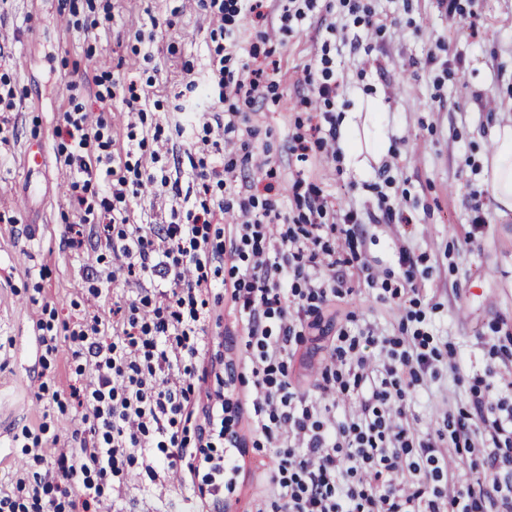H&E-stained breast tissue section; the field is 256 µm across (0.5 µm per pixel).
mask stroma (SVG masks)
<instances>
[{
    "instance_id": "35a3bbf8",
    "label": "stroma",
    "mask_w": 512,
    "mask_h": 512,
    "mask_svg": "<svg viewBox=\"0 0 512 512\" xmlns=\"http://www.w3.org/2000/svg\"><path fill=\"white\" fill-rule=\"evenodd\" d=\"M387 27L358 48L336 46V65L347 85L336 102L337 114L354 110L360 98L383 101L377 116L389 147L377 158L362 153L360 165L340 166L318 156L297 162L289 146L306 114L296 85L306 65L321 55L327 38L325 16L317 14L301 27L278 32L268 43L278 65L273 88L248 111L258 128L250 152L269 159L279 183L278 210L291 212L290 192L303 175L344 207L361 216L377 210L374 183L388 170L384 191L412 215L411 225L365 224L361 250L379 272L398 273V252L410 250L418 260L424 289L423 325L440 341L451 343L466 375L485 369L512 370V362L493 354L503 342L496 325L512 326V217H498L485 175L491 132L512 118V0H364ZM215 23L201 0H0V78L16 91L8 134L0 142V483L25 471L15 438L23 427L41 422L52 409L37 399L42 382V350L37 342L43 304L70 309L81 300L86 253L63 247L69 224L78 222L69 198L66 170L57 153L53 129L69 100L87 111L112 114L117 144H125L133 116L125 102L127 87L150 89L153 120L167 113L220 112L207 98L203 82L209 72ZM156 30L148 52H140L139 32ZM110 72V101L99 102L97 81ZM162 163L179 180L183 193L196 186L186 175L192 132L168 131ZM44 151L41 169L27 170L23 154L30 144ZM32 191L28 210L14 205ZM480 191L488 218L468 248L473 191ZM41 227L30 239V225ZM354 307L359 320L388 335L399 333L405 309L377 302L359 288ZM430 391L417 403L419 430L438 429L444 412L465 407L469 397L447 370L430 380ZM274 451L247 447L233 477L228 512H256L263 501L259 463H271ZM117 505L123 512H194L180 478L171 479L157 496L149 479L132 474Z\"/></svg>"
}]
</instances>
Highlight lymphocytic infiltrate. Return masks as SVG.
<instances>
[{"mask_svg": "<svg viewBox=\"0 0 512 512\" xmlns=\"http://www.w3.org/2000/svg\"><path fill=\"white\" fill-rule=\"evenodd\" d=\"M202 5L217 24L208 84L225 108L193 115L201 156L191 159L190 175L197 191L183 197L173 222L130 221V198L147 186L159 196L170 185L156 168L165 127L147 125L136 87H129L126 104L142 127L128 131L122 154L114 152L107 115L90 117L76 102L60 115V154L81 212L66 244L81 250L89 229L101 250L85 269V289L101 298L121 278L135 291L65 322L80 425L69 450L51 462L42 450L58 444L59 435L49 422L23 429L31 470L0 487V512H100L135 469L153 482L160 471L180 472L193 499L218 510L233 488L224 475L238 469L242 422L254 447L274 451L261 474L268 512H512V379L491 370L468 379L460 363H451L470 405L444 414L446 453L414 426L412 409L442 359L427 332L385 336L348 312L313 391L290 379L289 362L308 330L335 303L353 302L356 284L383 303H418L417 264L401 250L399 285L380 280L361 260L358 214L303 178L292 185L298 212L284 224L275 183L255 192L238 187L231 153L256 135L244 110L272 77L265 67L238 69L234 62L240 23L263 22L264 0ZM300 85L320 108L291 153L339 162V83L330 46ZM212 152L229 158L209 162ZM227 214L235 218L228 229ZM218 282L240 314L241 365L252 378L244 398L232 380L208 370L224 360L204 335L217 315L209 295ZM474 457L481 470L461 469V459Z\"/></svg>", "mask_w": 512, "mask_h": 512, "instance_id": "f902f5d3", "label": "lymphocytic infiltrate"}]
</instances>
